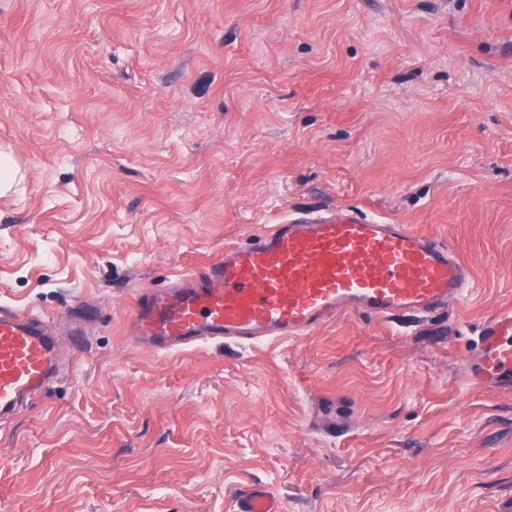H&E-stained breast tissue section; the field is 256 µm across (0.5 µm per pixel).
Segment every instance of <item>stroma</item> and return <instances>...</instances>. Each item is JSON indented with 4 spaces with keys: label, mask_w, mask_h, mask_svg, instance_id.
<instances>
[{
    "label": "stroma",
    "mask_w": 512,
    "mask_h": 512,
    "mask_svg": "<svg viewBox=\"0 0 512 512\" xmlns=\"http://www.w3.org/2000/svg\"><path fill=\"white\" fill-rule=\"evenodd\" d=\"M0 308L79 323L0 422V512H512V0H0ZM447 240L448 310L158 351L133 298L282 217ZM18 173V166L11 154L0 152V197L10 191ZM467 375L476 388L512 389V308L498 309L480 323L477 351ZM236 512H279L275 495L263 486L241 493L236 501Z\"/></svg>",
    "instance_id": "1"
}]
</instances>
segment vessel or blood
Here are the masks:
<instances>
[{"label":"vessel or blood","instance_id":"b4317fda","mask_svg":"<svg viewBox=\"0 0 512 512\" xmlns=\"http://www.w3.org/2000/svg\"><path fill=\"white\" fill-rule=\"evenodd\" d=\"M472 279L469 263L438 238L354 211L319 212L226 246L165 289L138 292L132 333L160 351L302 337L346 312L388 319L441 311L463 299ZM59 359L49 320L1 310L0 417L40 393ZM467 375L477 388L512 389L511 307L481 322ZM236 512H279V504L257 486L239 495Z\"/></svg>","mask_w":512,"mask_h":512}]
</instances>
